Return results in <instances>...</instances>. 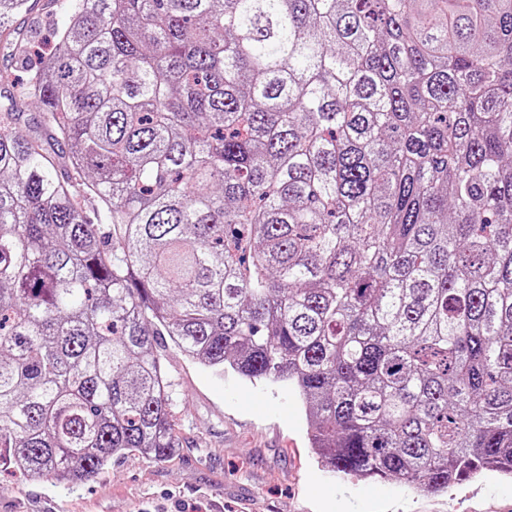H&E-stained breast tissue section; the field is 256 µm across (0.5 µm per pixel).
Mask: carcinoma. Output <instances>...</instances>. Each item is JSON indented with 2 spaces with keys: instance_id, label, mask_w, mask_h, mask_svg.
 Instances as JSON below:
<instances>
[{
  "instance_id": "carcinoma-1",
  "label": "carcinoma",
  "mask_w": 512,
  "mask_h": 512,
  "mask_svg": "<svg viewBox=\"0 0 512 512\" xmlns=\"http://www.w3.org/2000/svg\"><path fill=\"white\" fill-rule=\"evenodd\" d=\"M165 336L336 472L512 477V0H71L0 101V468L173 455Z\"/></svg>"
}]
</instances>
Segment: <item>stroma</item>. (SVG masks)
<instances>
[{"label": "stroma", "mask_w": 512, "mask_h": 512, "mask_svg": "<svg viewBox=\"0 0 512 512\" xmlns=\"http://www.w3.org/2000/svg\"><path fill=\"white\" fill-rule=\"evenodd\" d=\"M67 21L54 0H31L14 26L48 51ZM160 354L179 443L171 457L130 451L70 489L0 472V512H512L511 477H467L425 495L326 470L288 386L215 372L169 343Z\"/></svg>", "instance_id": "obj_1"}]
</instances>
